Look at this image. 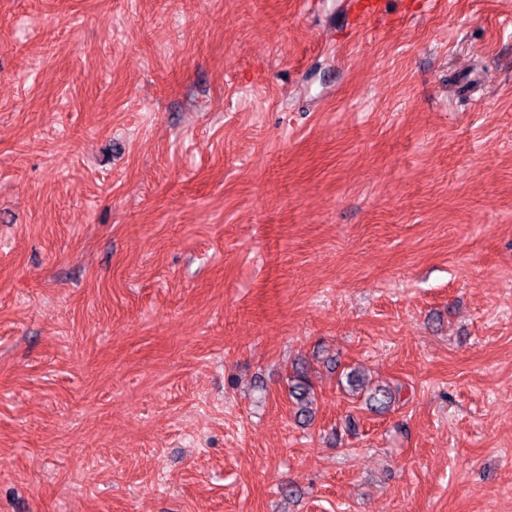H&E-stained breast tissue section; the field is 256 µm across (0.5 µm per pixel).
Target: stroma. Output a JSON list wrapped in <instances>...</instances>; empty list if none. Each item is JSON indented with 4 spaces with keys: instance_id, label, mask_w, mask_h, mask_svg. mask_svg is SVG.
<instances>
[{
    "instance_id": "35a3bbf8",
    "label": "stroma",
    "mask_w": 512,
    "mask_h": 512,
    "mask_svg": "<svg viewBox=\"0 0 512 512\" xmlns=\"http://www.w3.org/2000/svg\"><path fill=\"white\" fill-rule=\"evenodd\" d=\"M354 2L0 0V512H512V0ZM289 395L296 409V416L302 417L305 421L311 420V405L316 402V398L304 366L296 367L295 374L290 378Z\"/></svg>"
}]
</instances>
